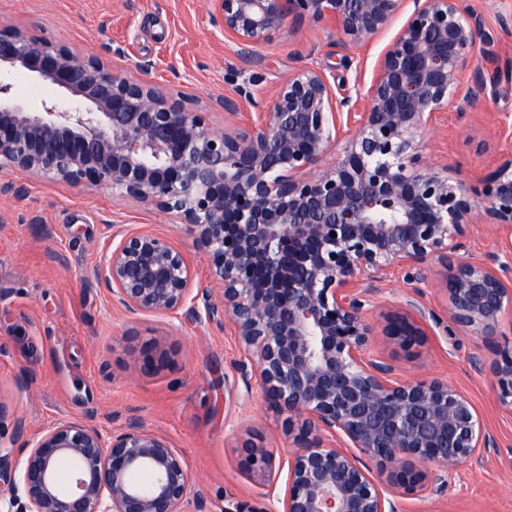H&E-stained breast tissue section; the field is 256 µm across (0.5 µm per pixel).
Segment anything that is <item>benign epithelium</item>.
Returning <instances> with one entry per match:
<instances>
[{"mask_svg": "<svg viewBox=\"0 0 512 512\" xmlns=\"http://www.w3.org/2000/svg\"><path fill=\"white\" fill-rule=\"evenodd\" d=\"M401 14L369 85L338 95L309 66L270 93L246 83L212 100L222 130L188 94L0 28V73L28 72L64 95L31 110L0 80V168L177 215L209 259L207 282L143 231L113 234L95 280L131 314L183 312L230 329L243 380L285 414L284 492L224 512H400L407 496L442 497L455 467L495 447L462 391L396 380L392 362L367 355L376 328L366 310L391 267L418 282L438 263L455 328L494 346L512 314V162L472 185L417 144L439 113L462 119L483 100L473 54L495 61L497 32L468 0H216L211 21L250 60L286 28L326 20L347 59ZM243 103L256 118L241 120ZM477 213L498 227L507 260L460 256ZM430 320L444 322L408 296L381 335L409 350ZM142 354L147 371L169 364L155 341ZM491 377L511 409L512 348L497 350ZM12 429L0 443V512H210L183 454L136 419L112 434L79 420L29 438L15 417ZM242 451L254 476L271 480L273 453L251 441Z\"/></svg>", "mask_w": 512, "mask_h": 512, "instance_id": "7a95c632", "label": "benign epithelium"}]
</instances>
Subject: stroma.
Returning <instances> with one entry per match:
<instances>
[{
    "instance_id": "stroma-1",
    "label": "stroma",
    "mask_w": 512,
    "mask_h": 512,
    "mask_svg": "<svg viewBox=\"0 0 512 512\" xmlns=\"http://www.w3.org/2000/svg\"><path fill=\"white\" fill-rule=\"evenodd\" d=\"M214 0H0V26L95 55L173 91L196 96L214 128L224 113L213 98L232 94L251 75L268 91L300 65L324 70L335 85L369 82L383 33L355 51L335 52L332 26L303 21L265 50L264 68L239 61L223 32L209 23ZM498 66H485L487 99L466 119L443 112L419 138L431 160L459 166L478 180L512 161V30L498 34ZM0 402L22 417L29 433L63 419L86 420L106 432L130 418L167 436L184 454L210 512L226 501H260L264 486L248 471L244 441L288 455L282 415L260 391L246 387L234 367L241 351L230 331L184 315L131 314L113 305L93 277L112 249V233L150 231L185 252L197 280L210 266L185 225L154 205L94 188L0 168ZM367 316L382 323L407 295L425 306H446L445 271L433 266L424 281L392 267L378 284ZM170 353L157 373L141 368L146 341ZM512 346L503 323L496 346L468 332L442 335L428 327L422 347L406 353L375 337L373 354L390 359L400 379L437 378L463 391L496 447L483 450L448 479L438 499L404 500L405 512H512V411L503 407L490 372L495 347Z\"/></svg>"
}]
</instances>
